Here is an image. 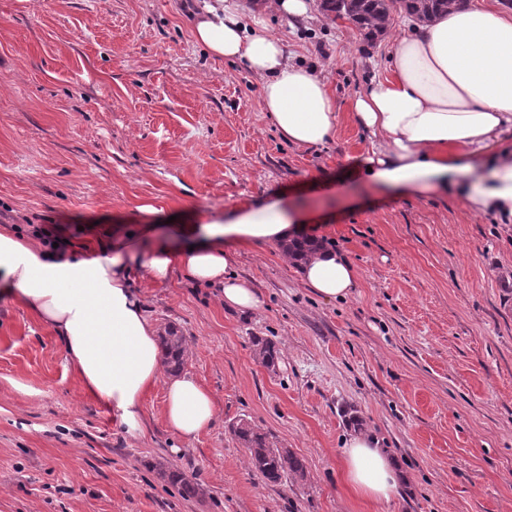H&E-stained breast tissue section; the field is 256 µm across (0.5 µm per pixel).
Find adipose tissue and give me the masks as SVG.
<instances>
[{"label": "adipose tissue", "mask_w": 512, "mask_h": 512, "mask_svg": "<svg viewBox=\"0 0 512 512\" xmlns=\"http://www.w3.org/2000/svg\"><path fill=\"white\" fill-rule=\"evenodd\" d=\"M314 20L316 0H265L263 11L242 0H198L194 43L213 58L242 62L260 78V105L281 138L297 147L336 138V99L314 69L296 62L267 30L264 12ZM370 147L355 167L371 186L455 192L475 211L512 223V14L497 0L453 8L427 24L406 23L388 53V75L356 93L350 112ZM453 158H443L444 149ZM304 213L276 200L243 210L225 224L201 213L143 238L119 227L110 253L51 248L0 225V292L13 296L64 344L81 383L129 431L142 427L144 400L162 374V353L132 288L133 268L166 282L182 267L195 282L217 287L226 308L249 313L259 295L236 274V244H280L305 235ZM301 282L324 300H344L358 286L353 264L323 247L298 265ZM165 419L180 439L195 438L217 415L213 395L191 374L165 386ZM341 467L351 490L374 504L391 500L401 474L367 433L352 438Z\"/></svg>", "instance_id": "1"}]
</instances>
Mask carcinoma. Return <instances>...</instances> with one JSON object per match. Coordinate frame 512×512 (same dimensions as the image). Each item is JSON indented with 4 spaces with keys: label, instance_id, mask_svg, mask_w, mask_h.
Masks as SVG:
<instances>
[{
    "label": "carcinoma",
    "instance_id": "cac0c4a2",
    "mask_svg": "<svg viewBox=\"0 0 512 512\" xmlns=\"http://www.w3.org/2000/svg\"><path fill=\"white\" fill-rule=\"evenodd\" d=\"M322 8L335 16L349 20L364 39L372 42L385 29V24L394 11H404L423 22L446 12L452 6H461L467 0H322ZM284 249L294 259H305L317 249V243L301 240L289 243ZM166 371L179 372L187 361L186 338L175 327H164L160 335ZM253 354L258 363L272 371L280 361L276 344L260 336L252 337ZM234 439L246 448L252 470L267 484L281 485L305 482L308 471L303 459L291 449L281 445L271 436L257 430L250 421L240 418L230 426ZM162 478L177 488L185 499L200 494L199 485L178 470H164Z\"/></svg>",
    "mask_w": 512,
    "mask_h": 512
}]
</instances>
